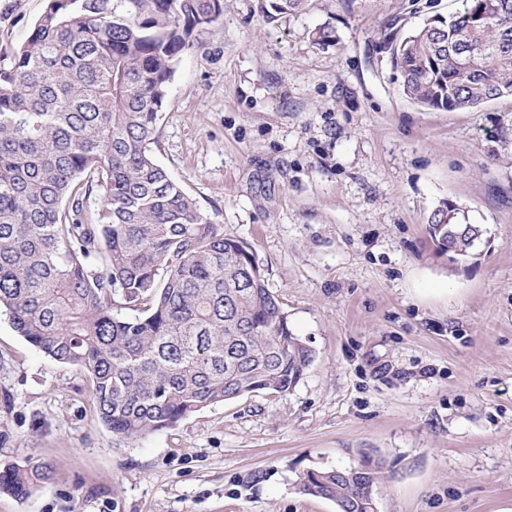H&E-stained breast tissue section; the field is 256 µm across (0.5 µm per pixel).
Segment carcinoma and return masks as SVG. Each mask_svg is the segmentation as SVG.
<instances>
[{"instance_id": "cac0c4a2", "label": "carcinoma", "mask_w": 512, "mask_h": 512, "mask_svg": "<svg viewBox=\"0 0 512 512\" xmlns=\"http://www.w3.org/2000/svg\"><path fill=\"white\" fill-rule=\"evenodd\" d=\"M306 2L269 0L267 18ZM223 12L224 0H48L0 67V309L88 378L99 422L127 441L216 403L286 393L315 358L251 247L151 154L181 59ZM446 21L396 42L403 94L438 110L512 95V0H461ZM454 219L448 206L428 225L442 255L448 230L466 228ZM380 468L365 454L296 486L336 512H375ZM53 476L8 467L0 491L24 498Z\"/></svg>"}]
</instances>
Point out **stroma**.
I'll return each mask as SVG.
<instances>
[{
  "mask_svg": "<svg viewBox=\"0 0 512 512\" xmlns=\"http://www.w3.org/2000/svg\"><path fill=\"white\" fill-rule=\"evenodd\" d=\"M47 0H0V65ZM224 0L183 57L151 149L247 242L292 331L298 385L198 410L134 443L98 420L79 372L0 313V469L46 463L0 512H336L309 470L383 464L379 512H512V96L432 110L393 44L460 0H308L267 19ZM485 229L450 263L443 203ZM446 214H439L437 210L433 213L431 224H428V234L439 254H448V229H465L468 224H456L453 222L456 213L455 208L446 205ZM446 218V219H445Z\"/></svg>",
  "mask_w": 512,
  "mask_h": 512,
  "instance_id": "35a3bbf8",
  "label": "stroma"
}]
</instances>
